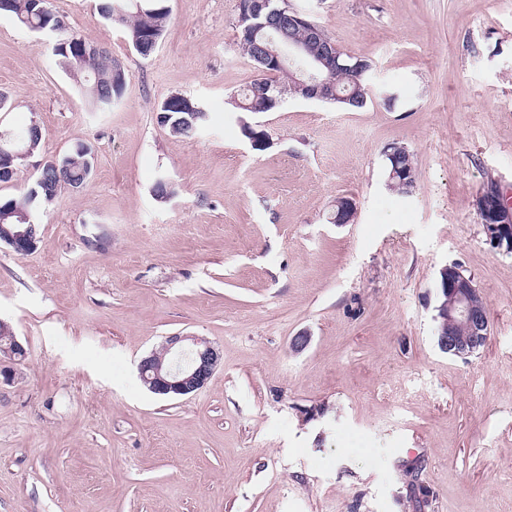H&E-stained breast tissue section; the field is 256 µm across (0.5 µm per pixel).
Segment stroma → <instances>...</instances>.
Listing matches in <instances>:
<instances>
[{
	"instance_id": "1",
	"label": "stroma",
	"mask_w": 512,
	"mask_h": 512,
	"mask_svg": "<svg viewBox=\"0 0 512 512\" xmlns=\"http://www.w3.org/2000/svg\"><path fill=\"white\" fill-rule=\"evenodd\" d=\"M290 2L371 62L366 107L234 112L258 75L238 0H168L146 58L98 0H50L121 63L107 112L45 36L0 14V127L42 131L0 200L49 157L94 154L86 187L35 210L34 251L0 245V319L26 350L0 383V512H418L415 463L427 512H512V255L476 209L487 181L512 192V0ZM174 94L209 114L195 137L157 121ZM393 142L418 171L406 195L386 185ZM341 197L357 216L337 226ZM452 262L488 307L466 358L437 345ZM173 333L223 359L202 390L166 399L137 365Z\"/></svg>"
}]
</instances>
